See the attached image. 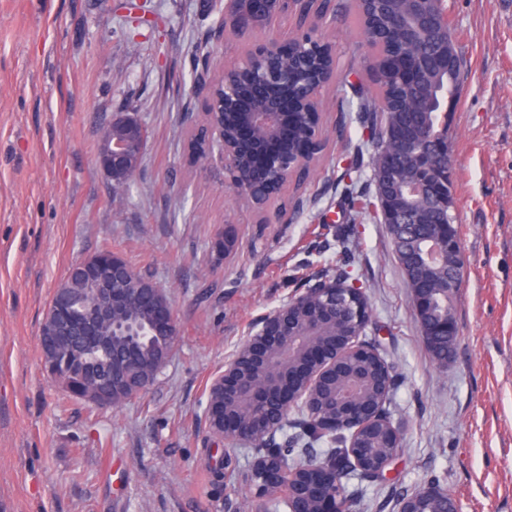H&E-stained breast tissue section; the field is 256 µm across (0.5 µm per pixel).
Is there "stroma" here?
Segmentation results:
<instances>
[{
    "mask_svg": "<svg viewBox=\"0 0 512 512\" xmlns=\"http://www.w3.org/2000/svg\"><path fill=\"white\" fill-rule=\"evenodd\" d=\"M463 78L448 110L464 260L457 332L433 356L389 225L351 220L348 164L373 193L370 152L345 82L368 81L352 16L324 30L337 80L323 94V148L266 211L189 166L190 52L219 70L251 41L212 42L209 0H0V512H255L258 456L215 445L213 377L265 314L324 274L343 247L373 310L366 338L391 366L385 408L401 451L382 481L348 476L351 512H398L448 489L458 512H512V0H444ZM148 131L120 190L96 163L117 113ZM235 249L210 256L216 233ZM167 294L175 346L152 386L120 407L68 397L42 368L38 331L67 269L104 241ZM226 456L222 477L213 458Z\"/></svg>",
    "mask_w": 512,
    "mask_h": 512,
    "instance_id": "obj_1",
    "label": "stroma"
}]
</instances>
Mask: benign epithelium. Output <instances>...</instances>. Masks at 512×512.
<instances>
[{"mask_svg": "<svg viewBox=\"0 0 512 512\" xmlns=\"http://www.w3.org/2000/svg\"><path fill=\"white\" fill-rule=\"evenodd\" d=\"M326 0H212L219 7V21L210 30L209 38L224 40L227 27L234 25L241 35L250 34L267 26L283 15L288 4L296 15L305 17L308 37L302 41L261 43L253 46L251 55L224 69L225 78L219 80L208 63L203 62L196 71L194 88L207 107L200 122L193 124L190 137L206 139L207 149L191 155V162L209 167L217 161L220 168L232 167L235 175L230 184L237 193L250 201L263 199L271 202L282 183L294 173L308 168L320 152V136L311 134L293 152L284 147L276 151L268 147L281 140L284 126L293 124L306 115L320 114L321 96L326 87L336 83V57L332 45L321 32L322 20L316 10ZM397 66L411 80L421 77L420 60L411 51L396 59ZM307 92L298 90L299 85ZM134 135L126 139H111L97 159L107 178L116 183L130 173V159L139 154L146 144V132L133 122ZM431 194L448 208H453L444 174L428 165L422 175L406 187V195L420 197ZM382 221L394 225L395 243L402 245L414 227L401 221L385 205L381 206ZM421 261L433 267L452 253L460 252L459 240L448 232L428 241ZM124 269L120 257L112 258L108 270L94 259L82 262L87 276L91 301L81 309L71 324L75 336L93 338L102 321H110L128 308L131 295L126 288L113 286V274ZM361 292L354 282L336 278H320L311 288H305L289 299L282 307L265 315L252 328L241 350L224 361V370L215 375L210 390L222 394V402H215L207 409V419L224 418V430L236 444H255L262 438L264 456L256 460L252 473L260 474L263 486L278 492L294 490L308 507L298 512H344L342 506L343 479L352 472L364 477L369 474L384 477L390 471L394 458L388 457L378 467L368 472L356 448V436L378 424L386 426L394 440L399 431L384 410V403L360 405L355 403L362 379L347 378V386L336 394L326 413L317 418L312 410L311 398L323 378L341 370L344 359L358 353L380 356V353L360 336L336 333L316 341L298 335L291 327L289 311L311 298L322 302L315 321L310 325V336L324 324H341L336 309L329 298L338 291ZM157 317L169 336L168 347L161 350V363L171 352V345L178 336L177 321L170 302L162 303ZM281 359L292 369V375L283 380L267 374L270 364ZM263 404L270 411L268 416L233 415L230 410H240L247 404ZM301 413V426L306 432L343 436L346 438L341 457H326L296 471L282 458L276 435L288 426L292 412Z\"/></svg>", "mask_w": 512, "mask_h": 512, "instance_id": "obj_1", "label": "benign epithelium"}]
</instances>
